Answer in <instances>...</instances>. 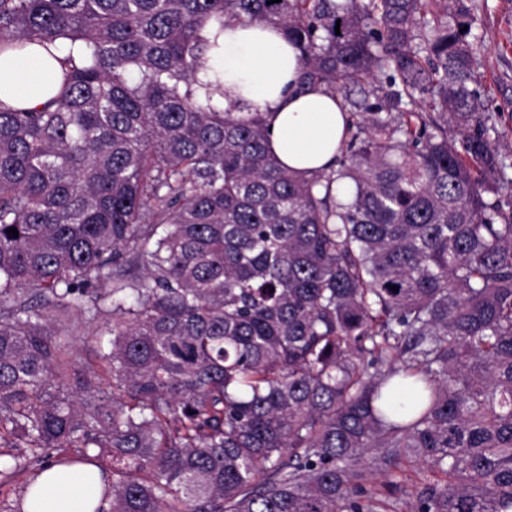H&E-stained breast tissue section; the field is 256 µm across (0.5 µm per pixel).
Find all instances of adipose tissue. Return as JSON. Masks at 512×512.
I'll list each match as a JSON object with an SVG mask.
<instances>
[{
    "label": "adipose tissue",
    "instance_id": "adipose-tissue-1",
    "mask_svg": "<svg viewBox=\"0 0 512 512\" xmlns=\"http://www.w3.org/2000/svg\"><path fill=\"white\" fill-rule=\"evenodd\" d=\"M206 68L199 78L224 84V107H256L264 112L272 152L298 176L312 178L336 166L345 136L340 99L322 87L301 91L299 52L270 23L225 22L207 26ZM63 72L43 48L29 45L0 53V103L37 109L59 92ZM100 472L76 462L42 472L26 494L24 512H95L100 504Z\"/></svg>",
    "mask_w": 512,
    "mask_h": 512
}]
</instances>
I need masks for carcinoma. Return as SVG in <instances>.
<instances>
[{"instance_id":"cac0c4a2","label":"carcinoma","mask_w":512,"mask_h":512,"mask_svg":"<svg viewBox=\"0 0 512 512\" xmlns=\"http://www.w3.org/2000/svg\"><path fill=\"white\" fill-rule=\"evenodd\" d=\"M226 19L277 25L303 86L370 81L338 169L291 173L264 114L198 80ZM475 23L468 0H0V52H65L41 109L0 105V445L107 451L109 512H395L370 484L404 457L443 476L411 512H512V152ZM54 312L98 325L100 372Z\"/></svg>"}]
</instances>
